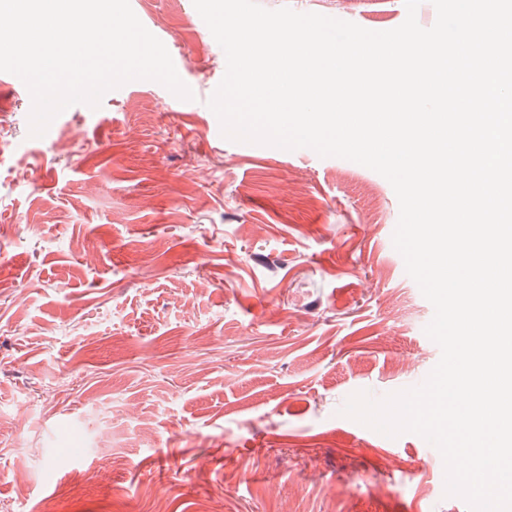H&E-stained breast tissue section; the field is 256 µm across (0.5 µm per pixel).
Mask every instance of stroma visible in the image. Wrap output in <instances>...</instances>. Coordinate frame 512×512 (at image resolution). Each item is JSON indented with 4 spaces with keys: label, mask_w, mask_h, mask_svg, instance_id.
<instances>
[{
    "label": "stroma",
    "mask_w": 512,
    "mask_h": 512,
    "mask_svg": "<svg viewBox=\"0 0 512 512\" xmlns=\"http://www.w3.org/2000/svg\"><path fill=\"white\" fill-rule=\"evenodd\" d=\"M259 2L406 18L403 0ZM130 4L192 100L134 80L33 138L0 72V512H469L437 448L341 414L441 356L391 184L215 137L226 56L193 0ZM394 453L403 472L380 466Z\"/></svg>",
    "instance_id": "1"
}]
</instances>
